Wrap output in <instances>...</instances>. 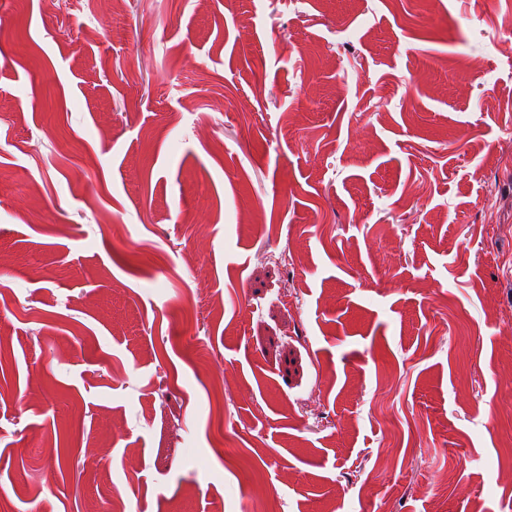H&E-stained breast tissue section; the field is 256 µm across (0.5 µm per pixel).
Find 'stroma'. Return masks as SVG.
<instances>
[{
	"mask_svg": "<svg viewBox=\"0 0 512 512\" xmlns=\"http://www.w3.org/2000/svg\"><path fill=\"white\" fill-rule=\"evenodd\" d=\"M67 2L0 0V512H512V0Z\"/></svg>",
	"mask_w": 512,
	"mask_h": 512,
	"instance_id": "1",
	"label": "stroma"
}]
</instances>
